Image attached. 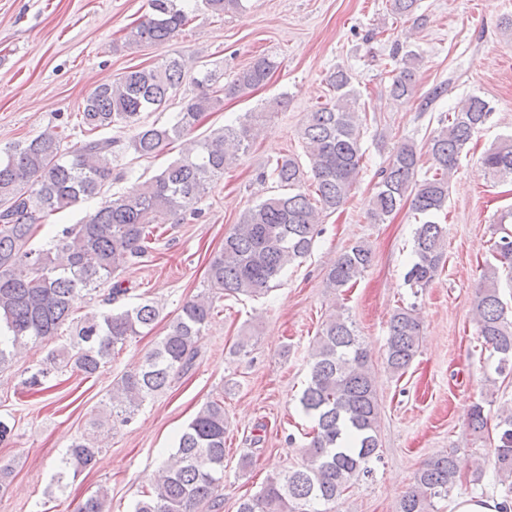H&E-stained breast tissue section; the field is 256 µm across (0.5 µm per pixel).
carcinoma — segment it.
<instances>
[{
    "label": "carcinoma",
    "mask_w": 512,
    "mask_h": 512,
    "mask_svg": "<svg viewBox=\"0 0 512 512\" xmlns=\"http://www.w3.org/2000/svg\"><path fill=\"white\" fill-rule=\"evenodd\" d=\"M184 0H149L150 13L125 33L123 47H162L188 22ZM217 15L237 13L243 0H202ZM394 15L416 25L418 0H390ZM388 96H413L418 83V55L392 53ZM277 68L269 56L256 58L226 85L214 88L212 72L190 74L184 63L167 57L155 66L131 67L109 84L94 86L83 98L81 123L87 139L68 148L58 131L48 129L8 147L0 155V369L22 347L57 334L74 324L75 340L52 350L53 364L69 366L85 377L95 375L117 347L153 326L160 310L142 299L122 304L129 288L121 274L151 252L163 225L196 213L195 205L212 182L249 148L263 114H249L233 125L194 139L205 115L224 97L256 89ZM198 92L184 98L174 121L146 124L142 115L156 112L184 82ZM331 96L310 113L299 131L308 165L290 155L267 164L257 175L272 178L282 189L246 209L224 237L222 249L209 261L207 288L187 300L169 322L167 333L135 369L127 371L108 392L112 426L130 423L144 401L166 390L173 378L192 368L199 343L224 296L262 297L276 286L288 266L307 256L319 224L347 201L362 159L361 124L355 106L358 92L343 67L328 76ZM442 82L428 93L422 111L432 109L447 92ZM489 102L478 95L442 112L438 128L423 146L406 141L380 171V182L368 201L370 223L384 224L405 205L424 217L413 239V260L406 281L413 288L428 286L444 262L448 247L444 227L431 220L448 203L449 179L464 146L491 115ZM133 129L126 139L107 137V129ZM184 153L157 174L112 194L93 214L63 227L49 244L35 248L31 239L49 217L84 200L104 194L127 178L115 173L112 156L129 150L150 156L178 141ZM434 163L433 173L417 179L422 153ZM494 180L512 179V135L502 138L482 158ZM311 182L313 194L303 190ZM493 261L486 263L476 292L474 315L482 342L499 355L497 370L512 375V317L500 294L501 270L512 273V232L491 244ZM372 251L362 242L350 246L330 265L329 287L350 288L372 263ZM108 286L103 312L73 318L77 301ZM422 325L415 306L397 307L388 321L386 369L401 376L420 347ZM315 425L304 448L305 463L267 479L260 491L242 500L238 512H330L317 504L336 501L360 476L371 473L379 458L380 406L369 362V349L350 317L332 314L315 337L310 380L300 399ZM484 407L469 413L472 434L487 427ZM494 449V470L505 496L512 495V411L504 410ZM224 399L206 402L177 438V449L142 492L134 512H201L220 506L224 482ZM99 453L96 437L82 436L69 446L57 473L65 488L67 474L90 470ZM455 450L443 451L417 470L413 486L402 496L397 512H434V499H445L461 477ZM107 490L100 488L80 502L77 512H108Z\"/></svg>",
    "instance_id": "obj_1"
}]
</instances>
